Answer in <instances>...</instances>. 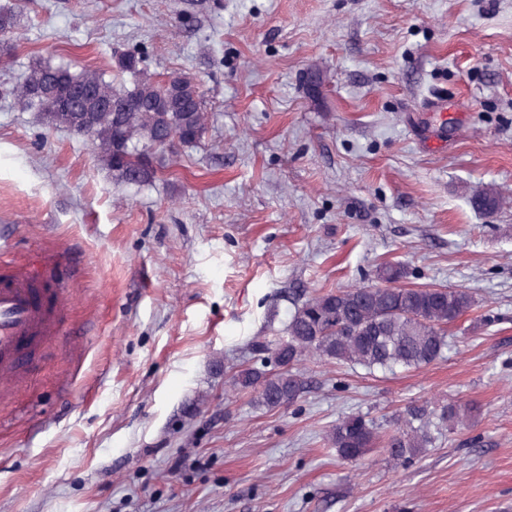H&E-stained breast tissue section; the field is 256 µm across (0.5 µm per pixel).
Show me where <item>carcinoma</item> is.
Instances as JSON below:
<instances>
[{"mask_svg":"<svg viewBox=\"0 0 512 512\" xmlns=\"http://www.w3.org/2000/svg\"><path fill=\"white\" fill-rule=\"evenodd\" d=\"M20 14L0 8V35L19 29ZM116 83L94 69L76 72L48 62L34 63L16 89L24 107L50 124L80 133L90 129L98 142V160L112 176L141 185L155 178L154 159L177 145L197 146L208 129L209 115L199 84L192 77L159 79L148 73L142 58L114 52ZM73 94L71 109L59 106L56 85ZM177 133L176 142L170 135ZM473 209L493 216L506 204L496 190L475 193ZM407 275L398 262L379 269L385 285H359L309 296L288 320L287 336L257 341L254 350L270 355L274 370L245 367L229 378L233 391L253 392L268 410L292 406L307 383L296 366L307 357L336 361L368 370L420 368L439 359L448 346V325L475 305L466 288L397 285ZM405 428L382 433L356 414L336 421L327 435L330 447L345 461L357 462L373 448H384L391 459L406 461L433 439L431 421L418 409L408 411Z\"/></svg>","mask_w":512,"mask_h":512,"instance_id":"carcinoma-1","label":"carcinoma"}]
</instances>
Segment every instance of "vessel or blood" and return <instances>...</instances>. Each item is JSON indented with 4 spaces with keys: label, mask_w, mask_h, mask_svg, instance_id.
<instances>
[{
    "label": "vessel or blood",
    "mask_w": 512,
    "mask_h": 512,
    "mask_svg": "<svg viewBox=\"0 0 512 512\" xmlns=\"http://www.w3.org/2000/svg\"><path fill=\"white\" fill-rule=\"evenodd\" d=\"M67 300L53 269L14 265L0 273V401L23 382L34 351L60 335Z\"/></svg>",
    "instance_id": "b4317fda"
}]
</instances>
